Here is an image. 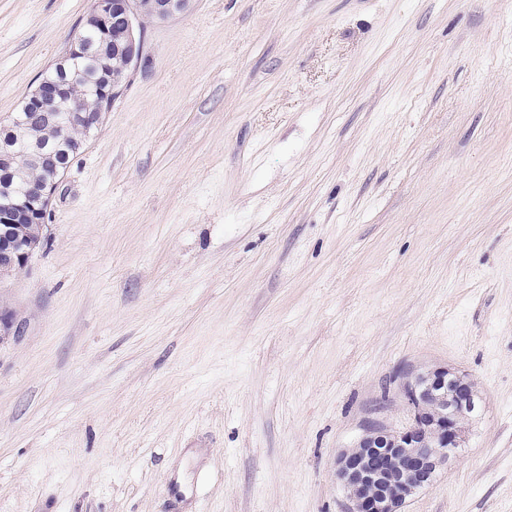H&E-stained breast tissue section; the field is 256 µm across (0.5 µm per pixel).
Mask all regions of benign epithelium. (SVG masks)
I'll list each match as a JSON object with an SVG mask.
<instances>
[{"instance_id":"benign-epithelium-1","label":"benign epithelium","mask_w":512,"mask_h":512,"mask_svg":"<svg viewBox=\"0 0 512 512\" xmlns=\"http://www.w3.org/2000/svg\"><path fill=\"white\" fill-rule=\"evenodd\" d=\"M190 8V0H93L88 20L104 36L118 24L136 30L141 13L160 20ZM63 88L41 79L21 101L32 122L55 118ZM69 122L87 130L100 127L102 112H85L73 104ZM58 181L32 182L0 213V278L24 269L36 251L32 237H42ZM402 393L411 423L399 431L368 424L354 445L336 458V478L350 502L348 512H403L407 501L433 483L458 457L465 443L462 422L481 406L475 383L463 371L436 367L406 377Z\"/></svg>"}]
</instances>
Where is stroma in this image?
I'll return each instance as SVG.
<instances>
[{
	"instance_id": "35a3bbf8",
	"label": "stroma",
	"mask_w": 512,
	"mask_h": 512,
	"mask_svg": "<svg viewBox=\"0 0 512 512\" xmlns=\"http://www.w3.org/2000/svg\"><path fill=\"white\" fill-rule=\"evenodd\" d=\"M92 0H0V119ZM0 280V512H344L408 371L483 398L404 512H512V0H192Z\"/></svg>"
}]
</instances>
